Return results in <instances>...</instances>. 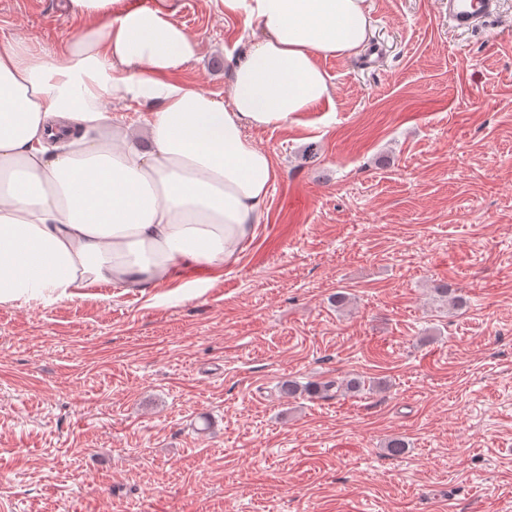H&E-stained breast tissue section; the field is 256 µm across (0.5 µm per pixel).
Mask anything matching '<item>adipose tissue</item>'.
Instances as JSON below:
<instances>
[{"mask_svg":"<svg viewBox=\"0 0 512 512\" xmlns=\"http://www.w3.org/2000/svg\"><path fill=\"white\" fill-rule=\"evenodd\" d=\"M65 7L84 26L59 51L0 38V302L178 279L199 296L264 217L275 168L250 131L330 98L316 60L362 46L365 0H224L262 30L225 100L176 80L199 45L162 2ZM128 101L150 109L149 144L107 110Z\"/></svg>","mask_w":512,"mask_h":512,"instance_id":"ef3b65f1","label":"adipose tissue"}]
</instances>
